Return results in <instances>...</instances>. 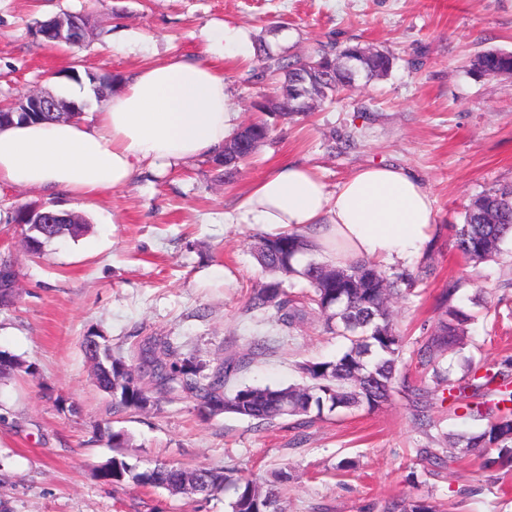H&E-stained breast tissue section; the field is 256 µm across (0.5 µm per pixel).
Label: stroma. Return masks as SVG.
<instances>
[{"instance_id":"obj_1","label":"stroma","mask_w":512,"mask_h":512,"mask_svg":"<svg viewBox=\"0 0 512 512\" xmlns=\"http://www.w3.org/2000/svg\"><path fill=\"white\" fill-rule=\"evenodd\" d=\"M62 12L87 15L81 47L52 46L37 22ZM247 29L273 54L302 57L319 42L356 40L392 51L384 77L355 88L295 122L276 124L233 183L209 157L175 166L144 163L125 186L91 200L0 189V258L17 272L10 305L0 306V350L23 370L0 380V512H229L232 491L173 495L132 481L105 484L112 458L137 471L158 463L231 466L245 476L288 470L286 512H380L391 500L422 501L436 512H512V468H488L478 450L437 467L420 449L443 434H475L483 421L433 397L434 427H419L403 392L374 411L341 410L306 421L257 425L232 413L205 415L179 392L135 413H117L96 385L84 336L112 349L156 337L212 371L245 352L264 355L236 376L239 385L285 387L299 364L330 359L343 342L319 316L287 333L269 314L247 312L252 288L266 280L254 252L264 225L237 219L252 183L281 161L312 168L328 191L359 168L395 164L415 172L434 199L430 241L417 255L385 264L387 273L430 265L433 275L393 303L411 356L441 319L436 300L456 285L454 303L472 314L462 350L448 354L453 377L465 361L499 368L512 358V240L497 260L465 262L452 249L463 212L478 195L512 186V75L470 67L476 55L512 52V0H0V101L32 90L70 99L90 76L126 74L177 51L196 55L207 25ZM227 91L239 124L257 119L253 103L271 91L254 65H228ZM80 215L87 232L30 254L11 223L22 205ZM236 217L224 221L225 214ZM130 442L112 448L107 431Z\"/></svg>"}]
</instances>
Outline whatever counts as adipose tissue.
Instances as JSON below:
<instances>
[{"instance_id":"ef3b65f1","label":"adipose tissue","mask_w":512,"mask_h":512,"mask_svg":"<svg viewBox=\"0 0 512 512\" xmlns=\"http://www.w3.org/2000/svg\"><path fill=\"white\" fill-rule=\"evenodd\" d=\"M202 55L174 53L129 72L89 120L0 128V188L93 198L129 183L141 164L219 153L236 131L225 64L251 58L241 28H208ZM243 215L268 230L309 236L332 264L418 253L433 198L413 171L372 165L328 191L309 167L284 161L250 187Z\"/></svg>"}]
</instances>
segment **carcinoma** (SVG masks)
<instances>
[{"mask_svg":"<svg viewBox=\"0 0 512 512\" xmlns=\"http://www.w3.org/2000/svg\"><path fill=\"white\" fill-rule=\"evenodd\" d=\"M340 57L355 58L356 66L347 70L336 64ZM257 63L274 82L273 95L266 98L282 109L277 119L292 120L308 112L315 103L334 102L351 89L362 74L381 77L394 63L389 52L371 53L360 44L319 45L302 58L275 56L265 44L258 43ZM475 71L484 75L511 74L512 52H486L472 61ZM273 130V124L259 120L239 128L224 145V153L211 157L222 170L224 182L231 183L241 173L257 148ZM83 224H44L41 230L27 225L26 237L33 241L32 254L42 251L54 239L78 237ZM512 236V188L485 193L464 209L463 224L456 231L453 246L472 262L492 260L504 241ZM258 262L269 278L253 289L247 310L270 314L284 330H295L313 314L320 315L326 330L345 341L344 350L332 360L306 361L300 365L304 381L288 387L244 386L230 389L229 383L245 365L243 359L228 358L211 373L188 361L176 359L169 342L147 341L130 357L110 351L103 345L95 350L83 343L85 353L95 362L96 380L112 386L115 412L140 411L146 398L171 390V384L198 401L199 408L210 414L234 413L260 424L276 418L322 416L338 409H378L391 401L403 364L404 341L396 331L389 304L402 289L415 287L419 277L401 273L390 278L368 259H357L336 268L314 258L307 238L298 232L281 231L261 235L255 243ZM303 281L307 302H300L289 289ZM455 286L443 290L437 308L445 319L434 334L416 352L417 364L430 374L433 386H407V396L418 409L420 423L431 424L427 415L429 396L448 391V401L485 421L483 430L474 435L459 434L449 447L498 450L485 465L512 467V359L504 361L496 372L467 366L462 380L450 377L443 366L448 352L461 344V326L470 315L454 305ZM186 474L195 475L205 485L203 496L232 488L231 512H285L281 489L288 482V472L280 470L264 480L238 477L228 469L198 466L187 469L158 465L135 473L124 460L112 458V469L102 473L105 481L122 483L126 477L141 485L166 487ZM383 512H436L429 504L407 507L390 501Z\"/></svg>","mask_w":512,"mask_h":512,"instance_id":"1","label":"carcinoma"}]
</instances>
